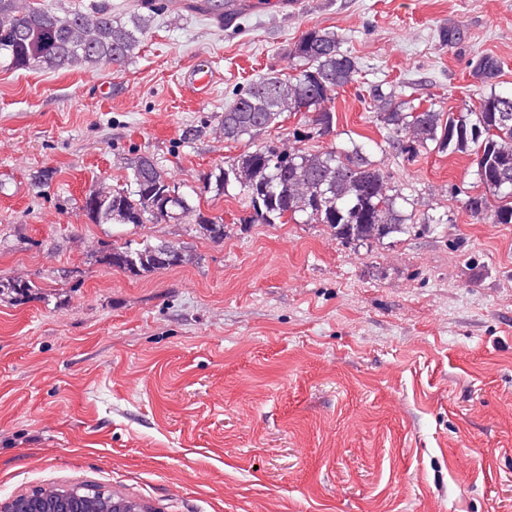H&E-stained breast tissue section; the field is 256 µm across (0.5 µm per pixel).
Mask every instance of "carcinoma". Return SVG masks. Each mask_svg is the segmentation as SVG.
<instances>
[{"label":"carcinoma","mask_w":512,"mask_h":512,"mask_svg":"<svg viewBox=\"0 0 512 512\" xmlns=\"http://www.w3.org/2000/svg\"><path fill=\"white\" fill-rule=\"evenodd\" d=\"M162 9L156 0H130L118 15L107 0H95L88 8L74 3L58 12L40 0H0V61L13 69L45 71L101 64L121 67L134 58ZM439 37L450 47L464 40L460 28L448 25L440 28ZM288 60L289 73L271 71L237 92L225 109L224 138L250 148L207 173L203 191L226 197L235 189L242 192L249 208V215L242 218L245 223L286 224L302 214L303 223L325 224L347 242L373 234L376 224L385 225L387 236L404 232L406 223L413 221L398 206L405 197L391 192L389 177L363 146L354 143L348 149L332 147L309 155L301 149L254 144L285 112L304 113V123L292 132L298 142L331 134L336 113L327 103L359 74L355 58L340 50L336 34L317 27L289 47ZM500 71V62L492 56L473 62V77L481 84L478 105L459 115L441 112L433 103L413 105L395 88L386 91L381 84L371 86L370 99L378 103L376 121L387 131L386 140L402 154L415 158L434 148L450 155H474L481 190L466 195L463 208L476 220L491 211L495 223L512 224V96L495 91ZM411 128L413 139L399 138ZM130 169L128 187L107 191L95 203H82L93 223L138 227L192 217L206 238L224 239V219L210 217L192 204L153 159L139 156ZM165 193L171 195L166 215L159 206ZM101 261L138 278L181 266L186 255L173 244L145 240L136 248L108 244ZM5 292L21 302L40 295L35 283L0 275V293ZM69 490L109 500L93 504L90 512H151L135 501L83 484L48 487L50 493Z\"/></svg>","instance_id":"carcinoma-1"}]
</instances>
